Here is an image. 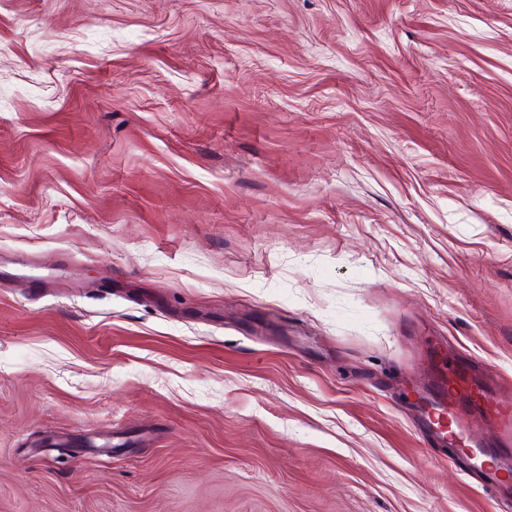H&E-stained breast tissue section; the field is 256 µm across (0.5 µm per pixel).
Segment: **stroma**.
<instances>
[{
  "mask_svg": "<svg viewBox=\"0 0 512 512\" xmlns=\"http://www.w3.org/2000/svg\"><path fill=\"white\" fill-rule=\"evenodd\" d=\"M437 339L512 379V0H0V512H499Z\"/></svg>",
  "mask_w": 512,
  "mask_h": 512,
  "instance_id": "35a3bbf8",
  "label": "stroma"
}]
</instances>
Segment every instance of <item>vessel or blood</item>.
Segmentation results:
<instances>
[{
	"label": "vessel or blood",
	"instance_id": "obj_1",
	"mask_svg": "<svg viewBox=\"0 0 512 512\" xmlns=\"http://www.w3.org/2000/svg\"><path fill=\"white\" fill-rule=\"evenodd\" d=\"M432 391L414 404L421 433L449 462L460 461L500 507H512V406L502 401L507 385L493 368L471 359L448 362L441 348L426 354Z\"/></svg>",
	"mask_w": 512,
	"mask_h": 512
}]
</instances>
